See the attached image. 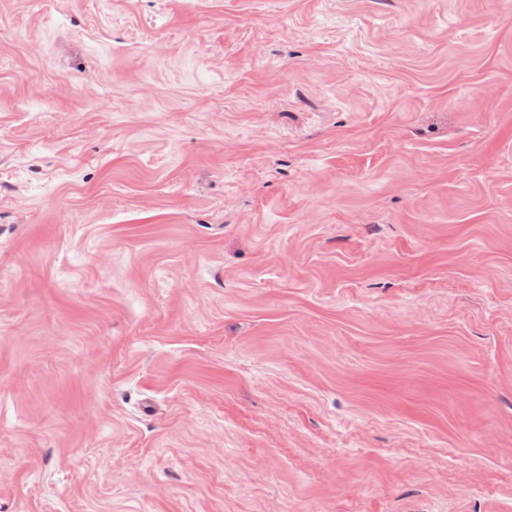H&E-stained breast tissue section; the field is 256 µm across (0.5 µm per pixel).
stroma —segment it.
I'll return each instance as SVG.
<instances>
[{
	"label": "stroma",
	"instance_id": "35a3bbf8",
	"mask_svg": "<svg viewBox=\"0 0 512 512\" xmlns=\"http://www.w3.org/2000/svg\"><path fill=\"white\" fill-rule=\"evenodd\" d=\"M0 512H512V0H0Z\"/></svg>",
	"mask_w": 512,
	"mask_h": 512
}]
</instances>
